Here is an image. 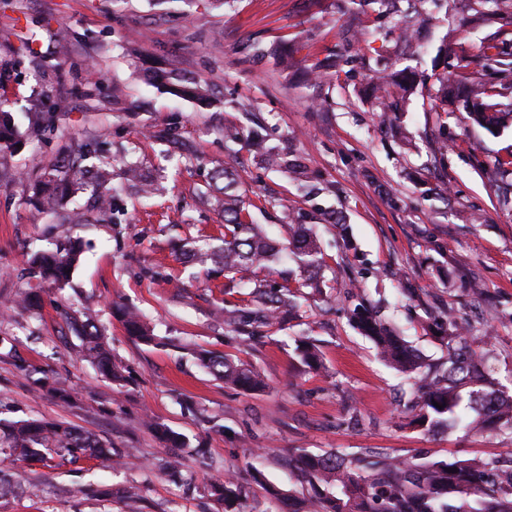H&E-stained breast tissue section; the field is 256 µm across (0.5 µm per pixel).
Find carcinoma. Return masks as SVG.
Masks as SVG:
<instances>
[{"label": "carcinoma", "mask_w": 512, "mask_h": 512, "mask_svg": "<svg viewBox=\"0 0 512 512\" xmlns=\"http://www.w3.org/2000/svg\"><path fill=\"white\" fill-rule=\"evenodd\" d=\"M401 44L395 53L417 52L411 46L409 34L416 32L419 13L406 11L401 16ZM438 55L456 60L455 70L435 75L424 103L427 112H465L472 123L495 136L512 122V32L500 29L471 54L463 47L445 39ZM380 99L387 120L399 111V98L416 92L422 80L414 75L384 72L378 77ZM168 90L181 97L202 98L201 89L191 87L177 70L169 71ZM62 102L51 106L35 105L24 113L31 130L51 133L57 113L64 111ZM261 160L269 167L285 171L297 181L304 177V165L288 154L264 147V138L254 128L248 130ZM18 134L13 113L0 109V154L10 151ZM95 152L94 145L83 143L66 154V159L44 168L38 194L41 206L56 210L75 192L90 196V209L77 214L76 223L87 224L104 219L120 224L124 210L115 202L107 188L109 173L100 168L91 173L82 162ZM128 183L139 194L157 189L159 178L146 177L135 163L126 165ZM214 179L224 180V186L202 197V203L216 205L224 212L223 245H195L190 249L200 264L212 262L235 274L251 267H267L282 259L287 252L304 272L295 286L284 283L266 289L260 285L252 292L257 307L244 306L224 310V324L235 331L240 325L257 323L271 326L285 319L289 309L297 304L299 290L322 288L317 271L321 263L318 246L309 227V215L302 210L288 214V240L279 248L260 225L251 221L246 207V193L227 170L215 172ZM83 243L65 238L52 246L33 253L28 271L33 277L63 285L78 264ZM113 315L123 324L129 337L150 345L156 342L135 310L113 306ZM352 321L369 338L384 360L398 372L409 376L413 386V423L430 431L438 428L463 429L468 434L512 432V393L496 381L488 371V359L478 347L473 326L458 324L453 312L434 324V331L446 342L448 366L442 370L426 369L420 356L401 336L372 313L353 309ZM65 322L82 342L84 358L111 383L126 382L122 370L112 361V353L101 326L89 311L65 313ZM295 351L301 363L312 370L321 366L319 346L309 337L295 340ZM196 359L215 379L243 392L263 390L264 382L248 365L226 356L205 351ZM17 368L27 376L34 374L35 389L48 393L62 403L72 401L66 382L19 360ZM152 429L168 448L189 447L185 435L154 423ZM0 454L25 463H51L55 467L93 459L112 463V449L93 433L65 421L29 417L0 420ZM303 478L301 495L283 496L276 491L273 498L288 507V512H512V451L485 458L430 459L421 456L401 458L383 452L366 450L358 455L327 452L316 455L300 452L294 459ZM208 492L224 512H247L244 503L247 488L235 476L211 483Z\"/></svg>", "instance_id": "cac0c4a2"}]
</instances>
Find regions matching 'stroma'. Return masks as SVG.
Segmentation results:
<instances>
[{
  "label": "stroma",
  "mask_w": 512,
  "mask_h": 512,
  "mask_svg": "<svg viewBox=\"0 0 512 512\" xmlns=\"http://www.w3.org/2000/svg\"><path fill=\"white\" fill-rule=\"evenodd\" d=\"M399 12L358 0H0V107L20 112L37 101L67 97L53 141L20 134V146L0 159V417L60 419L112 447V466L96 461L49 468L0 456L13 494L0 512H125L119 493L141 489V512H222L209 483L233 475L248 488V512H276L268 487L298 490L291 456L368 448L401 457L489 456L512 448L504 433L425 431L409 423L411 386L388 367L350 319L362 303L395 328L428 364L448 349L429 328L443 311L476 326L492 374L512 383V204L497 182L480 176L512 146V129L494 137L466 113L424 111L420 94L406 101L396 124L383 122L377 101L362 91L391 60L400 35ZM423 43L410 67L431 73L442 37L471 48L485 36L471 21L469 0H422ZM49 21V29L33 19ZM71 42L61 53L51 32ZM291 45L294 68L274 55L254 56L253 43ZM346 72L298 81L297 70L332 54ZM198 82L204 99L169 93L160 78L169 61ZM249 108L265 144L299 156L319 195L302 197L287 173L263 167L249 141L224 151V129L242 123ZM170 128L196 150L191 162L168 160V145L151 131ZM456 138L445 162L435 159L443 135ZM96 139L105 157H128L145 175L164 173L162 194L144 198L128 189L121 168L110 186L128 212L124 224H64L37 216L34 182L61 145ZM238 175L250 213L266 234L285 242V206L336 211L340 224L314 231L323 258L321 296L299 299L283 323L248 337L227 332L215 314L241 304L256 284L298 279L294 262L249 269L225 289L213 265H184L183 243L219 235L222 216L200 206L215 168ZM82 240L85 250L64 286L28 278L30 253L50 238ZM482 296H473L472 284ZM33 289L41 308L12 305ZM137 309L158 344L131 341L112 314L113 303ZM91 305L112 358L131 381L116 388L80 355L79 339L62 313ZM316 339L323 367L303 369L294 340ZM205 349L243 361L267 383L247 394L214 379L195 361ZM53 371L73 388L63 405L38 396L16 358ZM154 419L185 435L180 477L166 473L167 450L145 427ZM208 451L207 465L193 454ZM260 470L264 485L252 483Z\"/></svg>",
  "instance_id": "1"
}]
</instances>
